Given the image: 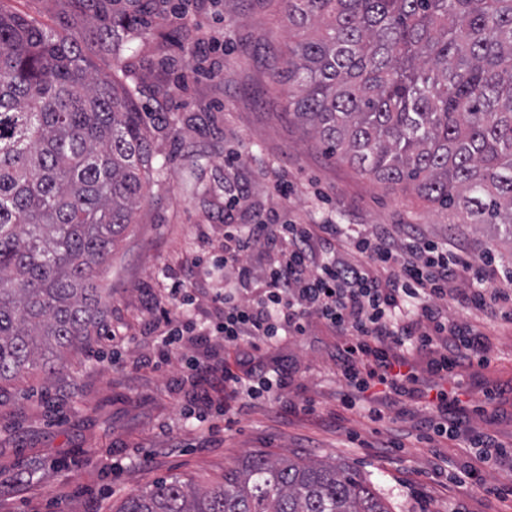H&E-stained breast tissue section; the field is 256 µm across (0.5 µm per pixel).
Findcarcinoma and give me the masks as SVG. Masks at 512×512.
<instances>
[{"label":"carcinoma","instance_id":"cac0c4a2","mask_svg":"<svg viewBox=\"0 0 512 512\" xmlns=\"http://www.w3.org/2000/svg\"><path fill=\"white\" fill-rule=\"evenodd\" d=\"M67 36L0 6V382L98 332V271L150 191L151 127L126 70L144 0H79ZM289 115L329 158L512 240V0H284ZM117 512H390L357 470L251 454L209 488L170 478ZM86 53L93 64L102 72L112 73V42L110 43H89Z\"/></svg>","mask_w":512,"mask_h":512}]
</instances>
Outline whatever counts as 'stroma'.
<instances>
[{
  "instance_id": "obj_1",
  "label": "stroma",
  "mask_w": 512,
  "mask_h": 512,
  "mask_svg": "<svg viewBox=\"0 0 512 512\" xmlns=\"http://www.w3.org/2000/svg\"><path fill=\"white\" fill-rule=\"evenodd\" d=\"M4 6L62 34L80 19L73 0ZM185 24L193 38L182 37ZM211 36L223 39V49H204ZM288 40L281 0H160L149 28L124 52L140 87L138 107L165 118L153 131L161 173L100 273L110 291L101 335L68 354L60 370H28L0 384V512H117L158 479L206 487L253 452L349 465L370 477L391 512H512V465H478V480L456 481L458 469L477 465L475 450L462 437H430L423 401L397 398L378 419L345 408L336 338L319 323L265 355L284 378L275 400H249L224 415L215 409L223 384H186L183 351L161 367L150 364L144 291L184 281L197 296V319L215 317V280L192 273L189 261L222 253L230 185L249 188L233 211L237 224L259 213L278 224H356L368 233L385 224L400 235L415 224L433 241L493 255L498 267L502 254L512 255L511 244L495 243L493 228L450 224L447 212L414 194L327 159L287 115L288 83L275 77L273 60ZM277 181L290 185L289 197L274 192ZM444 311L487 338L488 367L459 378L469 429L512 444V323L487 322L453 296ZM307 402L313 411L304 410ZM191 403L206 421L185 416Z\"/></svg>"
}]
</instances>
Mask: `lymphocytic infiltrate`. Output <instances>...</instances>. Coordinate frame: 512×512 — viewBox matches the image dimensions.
I'll return each instance as SVG.
<instances>
[{"mask_svg": "<svg viewBox=\"0 0 512 512\" xmlns=\"http://www.w3.org/2000/svg\"><path fill=\"white\" fill-rule=\"evenodd\" d=\"M351 240L359 262L337 257L336 247ZM262 249L266 263L255 279L247 258ZM194 268L218 272L223 287L210 301L216 319L206 325L189 317L171 322L155 347L162 366L172 348L193 338L216 337L236 354V364L255 362L291 336L306 335L319 322L338 338L336 366L351 408L383 403L390 395L424 399L441 416L435 434L456 436L465 410L458 391L444 380L458 371L486 366V343L471 326L449 323L444 313L448 287L473 279L460 300L485 317L512 319V273L474 265L463 254L425 238L418 230L396 239L384 228L351 234L339 224L224 223V253L193 260ZM426 357L436 383L421 385L415 357ZM195 378L216 377L230 394L271 398L278 387L266 373L244 383L217 354L188 356Z\"/></svg>", "mask_w": 512, "mask_h": 512, "instance_id": "obj_1", "label": "lymphocytic infiltrate"}]
</instances>
